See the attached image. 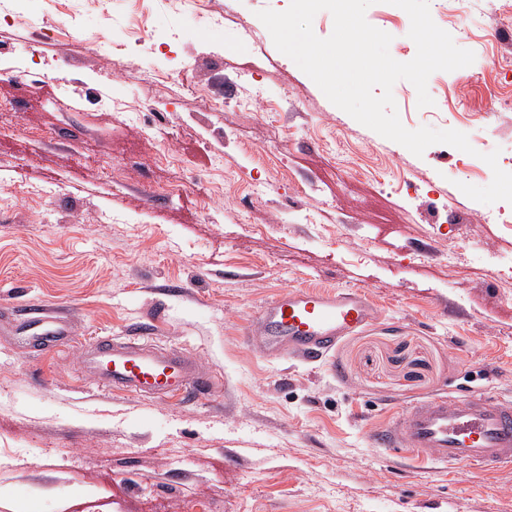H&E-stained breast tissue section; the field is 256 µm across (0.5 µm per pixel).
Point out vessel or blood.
I'll use <instances>...</instances> for the list:
<instances>
[{
  "label": "vessel or blood",
  "mask_w": 512,
  "mask_h": 512,
  "mask_svg": "<svg viewBox=\"0 0 512 512\" xmlns=\"http://www.w3.org/2000/svg\"><path fill=\"white\" fill-rule=\"evenodd\" d=\"M380 311L362 291L291 288L264 302L247 344L272 359L299 356L316 362L348 334L374 325ZM61 320L33 308L22 312L16 338L22 346L47 349L69 343ZM98 385L139 396L189 399L210 393L213 378L201 375L195 353L144 337L115 341L102 336L83 351ZM373 446L427 453L449 467L491 470L512 465V401L482 393L448 394L407 406L394 427Z\"/></svg>",
  "instance_id": "1"
}]
</instances>
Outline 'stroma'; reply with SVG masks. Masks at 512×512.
Returning a JSON list of instances; mask_svg holds the SVG:
<instances>
[{
	"mask_svg": "<svg viewBox=\"0 0 512 512\" xmlns=\"http://www.w3.org/2000/svg\"><path fill=\"white\" fill-rule=\"evenodd\" d=\"M289 5L25 0L0 22V71L19 73L0 103L20 106L0 118V512H512V468L370 441L410 403L512 398V205L460 189L491 182L483 154L512 163V0H430L475 61L430 76L431 106L405 80L393 96L407 129H454L473 151L420 157L276 49L257 13ZM366 19L414 58L404 10L378 0ZM310 286L361 290L383 316L320 367L246 346L263 302ZM30 306L74 344L16 348L4 327ZM141 333L195 352L214 391L98 388L83 344Z\"/></svg>",
	"mask_w": 512,
	"mask_h": 512,
	"instance_id": "35a3bbf8",
	"label": "stroma"
}]
</instances>
